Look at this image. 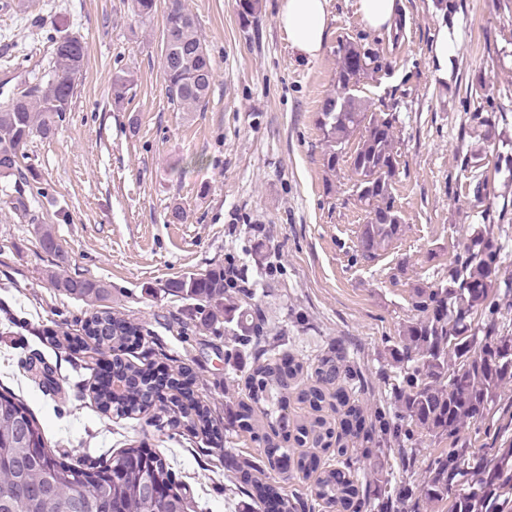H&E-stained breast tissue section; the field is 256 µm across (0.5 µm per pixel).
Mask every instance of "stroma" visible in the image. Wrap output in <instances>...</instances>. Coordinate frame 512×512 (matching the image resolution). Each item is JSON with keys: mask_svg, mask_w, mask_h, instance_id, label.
I'll use <instances>...</instances> for the list:
<instances>
[{"mask_svg": "<svg viewBox=\"0 0 512 512\" xmlns=\"http://www.w3.org/2000/svg\"><path fill=\"white\" fill-rule=\"evenodd\" d=\"M16 2L0 0V101L47 73L54 37L81 35L86 64L56 134L28 144L38 191L22 196L20 209L14 185L0 183V391L28 406L58 460L95 467L146 448L165 456L195 512H246L243 495L228 490L235 473L227 463L259 456L258 446L244 435H192L162 412H101L89 390L101 355L53 341L77 332L89 309L52 288L51 272L105 284L106 306L146 334L128 359L190 368L195 398L216 418L237 405L258 357L225 358L223 324H203L193 301L165 287L228 264L255 288L265 334L285 337L284 353L308 364L344 341L365 375L366 401L382 400V377L394 372L388 350L413 318V287L446 278L482 210L512 203V181L500 172L512 156V117L484 140L470 136L467 117L485 96L512 98V0H445L460 35L445 83L430 57L438 0H401L390 34L370 29L356 0H328L325 45L309 61L278 24L284 0H259L250 25L238 0H182L214 67L208 102L195 112L177 111L166 95L161 33L170 0H157L144 22L134 20L132 0ZM345 41L377 53L360 95L373 111L396 115L401 231L370 260L358 245L367 213L349 161L355 147L328 171L318 126L323 101L339 91L336 48ZM117 74L132 81L119 109ZM466 155L487 181L479 201L460 168ZM176 206L183 221L171 219ZM39 223L53 229L61 256L44 252ZM505 433L512 383L461 444L489 459Z\"/></svg>", "mask_w": 512, "mask_h": 512, "instance_id": "stroma-1", "label": "stroma"}]
</instances>
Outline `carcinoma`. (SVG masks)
<instances>
[{"mask_svg":"<svg viewBox=\"0 0 512 512\" xmlns=\"http://www.w3.org/2000/svg\"><path fill=\"white\" fill-rule=\"evenodd\" d=\"M162 65L170 103L182 112H195L207 103L214 72L208 50L193 17L173 0L162 30ZM338 83L342 94L323 102L319 125L329 171L336 167L349 141L358 144L353 156L358 200L368 213L359 237L366 257L389 246L400 231L393 179L398 166L394 146L396 117L372 112L357 94L362 76L376 68L375 54L351 42L337 49ZM86 47L81 38L65 34L53 41L48 72L37 82L24 83L0 104V179L21 180L28 169L26 147L39 136L55 135L64 113L70 111L75 80L83 71ZM131 80L112 78V102L124 104ZM45 251L55 255L61 245L51 228L37 225ZM500 246L478 229L453 256L448 278L435 286L412 289L414 319L390 348L398 368L387 382L392 409L368 405L364 384L338 340L310 365L311 382H300L303 363L277 357V346L266 341L258 310L243 300L253 289L224 283V269L193 273L167 284L171 295L195 302L201 321L211 324L224 316L229 338L226 354L238 348L259 349L262 362L245 379L244 398L228 414L227 425L265 449V457L244 459L237 465L235 490L258 508L265 484L260 481L278 470L288 455L281 442L331 452L336 464L320 466L314 454H300L296 474L306 480L317 473L311 493L328 512H413L421 502H448V512H503L501 492L512 490V451L484 466L483 476L469 484L470 461L458 447L460 434L481 420L512 381V336L479 338L480 327L492 331L499 320L501 291L512 293V277L502 275ZM52 287L83 301L92 312L82 333L64 332L57 346L81 341L112 356L111 387H94L99 408L118 416L148 413L156 406L180 415L193 434L217 435L220 423L211 409L186 394L165 403L151 385L154 365L136 366L122 358L142 339L138 325L108 309H95L105 300L107 287L91 280L52 273ZM481 324H475V319ZM309 407V415L290 421L288 391ZM336 412L340 430L323 415ZM448 440V453L434 459L429 476L408 478L397 493L391 491L389 456L395 452L406 472L415 474L414 445L422 434ZM375 459L369 473H360L351 449ZM0 512H194L166 458L143 448H128L98 467H83L55 458L32 412L9 393H0Z\"/></svg>","mask_w":512,"mask_h":512,"instance_id":"1","label":"carcinoma"}]
</instances>
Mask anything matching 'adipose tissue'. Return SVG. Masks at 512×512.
Listing matches in <instances>:
<instances>
[{
	"label": "adipose tissue",
	"mask_w": 512,
	"mask_h": 512,
	"mask_svg": "<svg viewBox=\"0 0 512 512\" xmlns=\"http://www.w3.org/2000/svg\"><path fill=\"white\" fill-rule=\"evenodd\" d=\"M327 0H285L279 24L299 58H317L324 46ZM460 49L452 22H440L431 47V60L440 81H448Z\"/></svg>",
	"instance_id": "ef3b65f1"
}]
</instances>
